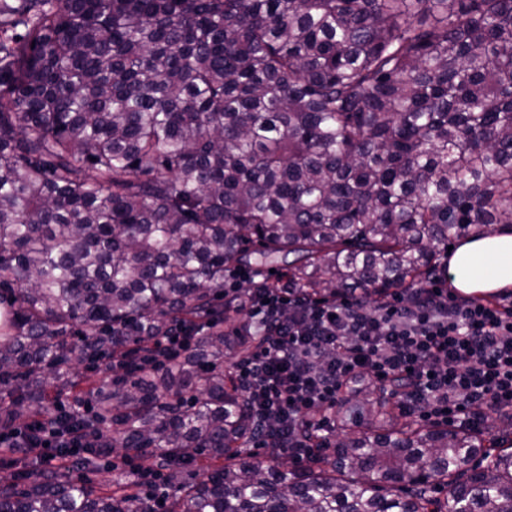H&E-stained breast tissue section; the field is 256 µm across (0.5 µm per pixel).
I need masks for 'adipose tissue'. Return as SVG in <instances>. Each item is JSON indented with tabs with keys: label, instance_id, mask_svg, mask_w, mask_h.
Masks as SVG:
<instances>
[{
	"label": "adipose tissue",
	"instance_id": "obj_1",
	"mask_svg": "<svg viewBox=\"0 0 512 512\" xmlns=\"http://www.w3.org/2000/svg\"><path fill=\"white\" fill-rule=\"evenodd\" d=\"M455 290L467 296L512 288V233L497 232L459 241L448 252Z\"/></svg>",
	"mask_w": 512,
	"mask_h": 512
}]
</instances>
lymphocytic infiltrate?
<instances>
[{"label": "lymphocytic infiltrate", "instance_id": "1", "mask_svg": "<svg viewBox=\"0 0 512 512\" xmlns=\"http://www.w3.org/2000/svg\"><path fill=\"white\" fill-rule=\"evenodd\" d=\"M225 291L255 336L235 377L262 419L261 438L292 459L312 447L300 428L327 431L335 409L366 384L404 383L410 414L481 430L491 412L512 411V294L485 300L444 289L440 280L391 300L352 293L310 299L260 270L224 276Z\"/></svg>", "mask_w": 512, "mask_h": 512}]
</instances>
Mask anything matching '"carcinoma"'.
<instances>
[{"instance_id":"carcinoma-1","label":"carcinoma","mask_w":512,"mask_h":512,"mask_svg":"<svg viewBox=\"0 0 512 512\" xmlns=\"http://www.w3.org/2000/svg\"><path fill=\"white\" fill-rule=\"evenodd\" d=\"M498 224L512 0H0V431L26 460L0 512H157L88 477L114 448L166 477L164 512H512V446L386 400L305 468L256 460L224 331L253 255L378 300ZM50 421L89 439L61 465Z\"/></svg>"}]
</instances>
